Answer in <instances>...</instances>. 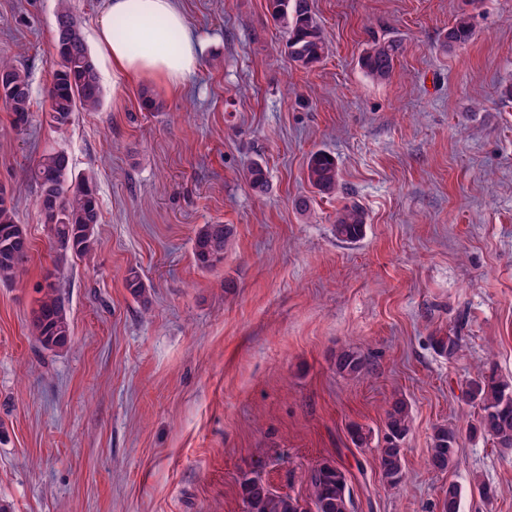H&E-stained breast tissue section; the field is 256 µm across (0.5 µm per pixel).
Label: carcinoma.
Instances as JSON below:
<instances>
[{
	"label": "carcinoma",
	"instance_id": "1",
	"mask_svg": "<svg viewBox=\"0 0 512 512\" xmlns=\"http://www.w3.org/2000/svg\"><path fill=\"white\" fill-rule=\"evenodd\" d=\"M267 9L274 21L288 35L289 61L297 68L310 70L325 54L326 42L319 23L313 16L310 0H267ZM76 19L69 0H60L56 25L67 24L64 39H55L53 77L46 89L48 119L61 129L70 124L79 110L95 112L101 105L103 90L98 68L86 45L80 28H72ZM473 36L471 16L460 13L440 40L443 51L468 42ZM401 53V44L391 40H373L360 58L361 68L373 79L390 77ZM0 103L5 106L16 130L29 122L32 96L27 74L14 63L0 59ZM309 184L320 195H333L338 187V168L331 154H311L306 169ZM246 180L256 192L268 186L267 169L251 162ZM30 178L39 188V202L44 223L50 226L53 246L63 256L84 257L95 245V228L101 223V209L89 178L75 173L69 156L51 149L40 156L30 168ZM366 224L364 210L349 204L336 213V235L347 241L362 237ZM233 236L228 224H205L196 233L192 254L202 270H211L224 262V251ZM29 244L24 227L17 223L15 210L7 203V190L0 186V282H12L24 274ZM125 288L133 299L149 303L147 288L138 270L131 268L125 276ZM41 297L33 312L32 333L40 344L55 350L65 347L71 331L67 319L65 297L59 291L55 274L46 273ZM437 353L454 358L462 348V337L452 330L446 336L433 338ZM367 369L365 357L353 349L336 355V370L358 376ZM465 395L480 408L474 432L492 440L495 447L512 450V381L502 378L490 366L469 381ZM411 406L406 398L396 396L385 411L384 446L378 449L377 465L382 479L389 486L399 485L405 475V457L400 442L409 431ZM457 430L441 424L434 428L428 459L429 466L440 472L454 463ZM309 494L301 499L281 494L263 478L253 473L241 482L247 512H351L353 500L348 478L339 467L325 462L311 469L308 475ZM462 489L448 483L440 502V512H460Z\"/></svg>",
	"mask_w": 512,
	"mask_h": 512
}]
</instances>
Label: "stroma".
Wrapping results in <instances>:
<instances>
[{"label":"stroma","instance_id":"obj_1","mask_svg":"<svg viewBox=\"0 0 512 512\" xmlns=\"http://www.w3.org/2000/svg\"><path fill=\"white\" fill-rule=\"evenodd\" d=\"M58 0H0V59L27 70L33 108L14 130L0 105V185L30 240L24 276L0 282V503L11 512H246L239 482L307 497L328 461L355 512H439L448 483L461 512H512V452L472 434L463 390L486 365L512 380V0H311L327 50L295 68L267 0H177L200 60L184 89L128 83L101 54L107 0H71L103 89L95 112L50 126ZM475 34L439 47L462 12ZM402 52L389 79L359 64L372 39ZM163 108L148 112L142 94ZM65 151L101 206L88 256L61 257L29 169ZM330 152L336 195L314 193L309 155ZM266 166L255 193L250 161ZM312 197L298 211V197ZM358 204L363 237L339 240L336 212ZM234 227L224 261L199 269L202 225ZM137 268L148 306L125 288ZM71 341L31 330L48 270ZM457 330L462 350L432 339ZM351 348L366 373L345 376ZM412 407L406 475L388 486L375 442L393 395ZM374 444L355 447L351 425ZM459 431L445 472L428 469L436 425ZM493 489L489 498L475 481ZM367 369L365 357L353 349H344L336 355V370L340 374L358 376Z\"/></svg>","mask_w":512,"mask_h":512}]
</instances>
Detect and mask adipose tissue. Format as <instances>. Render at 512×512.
I'll use <instances>...</instances> for the list:
<instances>
[{
    "label": "adipose tissue",
    "instance_id": "adipose-tissue-1",
    "mask_svg": "<svg viewBox=\"0 0 512 512\" xmlns=\"http://www.w3.org/2000/svg\"><path fill=\"white\" fill-rule=\"evenodd\" d=\"M116 18L127 21L119 38L112 33ZM98 42L125 80L159 81L174 93L195 70L201 50L174 0H109Z\"/></svg>",
    "mask_w": 512,
    "mask_h": 512
}]
</instances>
